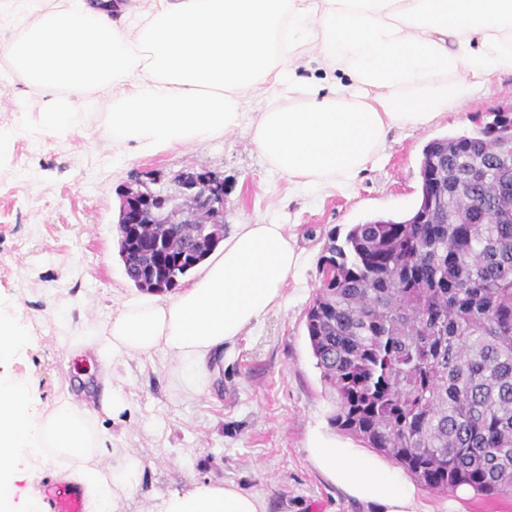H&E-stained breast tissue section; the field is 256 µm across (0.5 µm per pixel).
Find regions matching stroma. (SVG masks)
Here are the masks:
<instances>
[{"instance_id":"stroma-1","label":"stroma","mask_w":512,"mask_h":512,"mask_svg":"<svg viewBox=\"0 0 512 512\" xmlns=\"http://www.w3.org/2000/svg\"><path fill=\"white\" fill-rule=\"evenodd\" d=\"M36 92L0 86V316L24 339L0 363V379L28 383L37 408L50 405L80 375L95 379L84 357L70 356V328H105L140 290L126 276L116 226L119 190L133 181L175 198L178 175L209 170L224 179V231L236 225H295L302 266L285 302L225 350L206 396L185 393L163 354L127 360L115 377L129 395L120 418L99 414V458L129 449L143 462L123 512H159L173 491L193 482H232L262 496L267 512H373L344 494L311 459L307 442L333 433V402L305 327L319 286L317 264L330 233L346 234L375 218L401 220L421 193L424 147L447 136H473L512 102V72L424 129H392L383 150L349 190L294 189L273 172L246 131L189 145L144 151L104 133L107 114L89 95L65 130L48 134ZM425 512H512V496L467 487L440 493L415 488Z\"/></svg>"}]
</instances>
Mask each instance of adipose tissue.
I'll use <instances>...</instances> for the list:
<instances>
[{
	"label": "adipose tissue",
	"mask_w": 512,
	"mask_h": 512,
	"mask_svg": "<svg viewBox=\"0 0 512 512\" xmlns=\"http://www.w3.org/2000/svg\"><path fill=\"white\" fill-rule=\"evenodd\" d=\"M329 88L299 77L307 50ZM0 60L8 83L39 91L46 126L62 130L84 97L107 100L113 141L161 150L246 129L260 154L301 191L350 184L395 127L426 128L512 72V0H141L113 11L101 0H0ZM302 253L286 224H240L223 251L172 295L126 301L100 333L73 336L92 350L102 392H65L35 411L26 386L0 380V512H15L14 462L52 457L81 487L85 512H120L142 461L113 449L98 459V412L128 406L114 360L164 353L183 388L203 392L225 346L284 300ZM317 466L377 512H423L413 488L376 457L337 436L314 435ZM161 512H266L230 482L191 483Z\"/></svg>",
	"instance_id": "ef3b65f1"
}]
</instances>
